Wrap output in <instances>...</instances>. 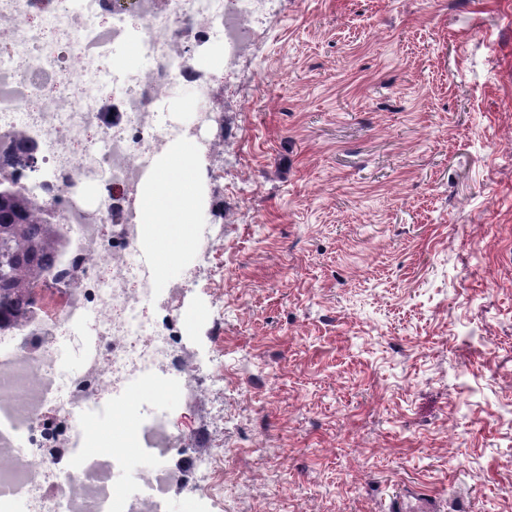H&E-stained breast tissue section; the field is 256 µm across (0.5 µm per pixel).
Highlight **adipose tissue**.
I'll use <instances>...</instances> for the list:
<instances>
[{
    "label": "adipose tissue",
    "instance_id": "adipose-tissue-1",
    "mask_svg": "<svg viewBox=\"0 0 512 512\" xmlns=\"http://www.w3.org/2000/svg\"><path fill=\"white\" fill-rule=\"evenodd\" d=\"M202 162L196 141L177 140L151 168L137 192L139 223L153 266L173 263L194 241Z\"/></svg>",
    "mask_w": 512,
    "mask_h": 512
}]
</instances>
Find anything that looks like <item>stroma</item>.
<instances>
[{
    "mask_svg": "<svg viewBox=\"0 0 512 512\" xmlns=\"http://www.w3.org/2000/svg\"><path fill=\"white\" fill-rule=\"evenodd\" d=\"M208 96L223 271L193 280L188 336L224 341L223 499L196 469L170 512H512V0H270ZM116 408L129 452L158 399Z\"/></svg>",
    "mask_w": 512,
    "mask_h": 512,
    "instance_id": "35a3bbf8",
    "label": "stroma"
}]
</instances>
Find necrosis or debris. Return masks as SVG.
Returning <instances> with one entry per match:
<instances>
[{
    "label": "necrosis or debris",
    "mask_w": 512,
    "mask_h": 512,
    "mask_svg": "<svg viewBox=\"0 0 512 512\" xmlns=\"http://www.w3.org/2000/svg\"><path fill=\"white\" fill-rule=\"evenodd\" d=\"M257 0H0V135L29 137L49 174L37 198L58 216L63 246L50 270L64 289L53 316L34 302L31 318L0 331V502L16 497L38 512H165L167 490L209 469L224 487V446L201 426L154 414L136 432L161 463L140 491L116 494L109 475L121 460L81 455L89 426L112 427L114 395L174 374L171 396L195 411L224 383V346L201 364L179 315L157 307L142 258L136 190L168 144L196 132L159 119L176 83L210 81L195 69L190 43L219 36L227 57L259 37ZM137 38L153 65L124 76L117 107L102 96L115 74L110 55ZM96 188L97 203L83 194ZM111 225L104 234L103 225ZM98 315L97 350L81 373L60 371L61 346L88 313ZM178 458L172 469L167 459Z\"/></svg>",
    "instance_id": "1"
}]
</instances>
